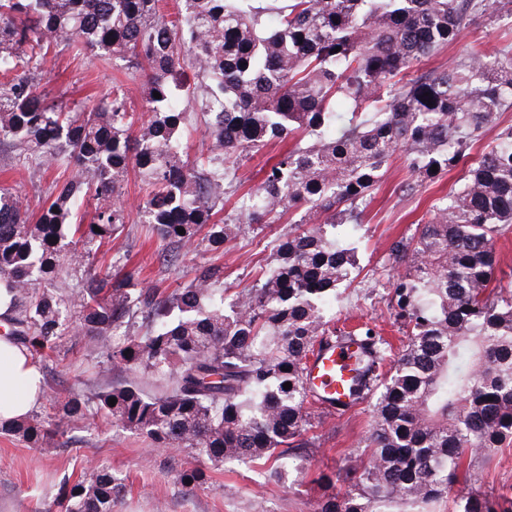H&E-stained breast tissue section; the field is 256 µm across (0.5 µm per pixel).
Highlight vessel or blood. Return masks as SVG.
Instances as JSON below:
<instances>
[{
    "label": "vessel or blood",
    "mask_w": 512,
    "mask_h": 512,
    "mask_svg": "<svg viewBox=\"0 0 512 512\" xmlns=\"http://www.w3.org/2000/svg\"><path fill=\"white\" fill-rule=\"evenodd\" d=\"M356 350V344L351 342L330 346L308 361V383L323 397L328 408L345 410L357 403L348 389L354 368L352 356Z\"/></svg>",
    "instance_id": "vessel-or-blood-1"
}]
</instances>
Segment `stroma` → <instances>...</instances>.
Here are the masks:
<instances>
[{
    "mask_svg": "<svg viewBox=\"0 0 512 512\" xmlns=\"http://www.w3.org/2000/svg\"><path fill=\"white\" fill-rule=\"evenodd\" d=\"M512 43V17L494 22L478 19L459 39L436 56L423 59L418 72L439 70L463 48L476 47L484 53L497 52ZM121 72L112 62L67 51L49 63L42 76L40 92L62 97L70 107L81 108L86 100H100L112 92V82ZM288 142H275L261 152L243 159L238 167L237 184L224 197V213L238 212V200L257 186L266 171L288 150ZM462 170L456 169L435 181L419 183L412 195L401 186L410 181L405 154L395 156L373 190L357 224H340L329 229V237L343 247L354 249L358 266L350 282L338 290L329 304L336 317L349 323L376 325L389 337H397L398 326L389 309L390 284L399 266L391 255L395 240L411 236L416 225L426 218L430 206L461 184ZM54 178L50 172L20 169L0 175V185L13 188L30 212H39ZM287 221L244 230L224 249L212 250L206 244L185 252L180 266L161 268L157 254L163 243L159 237H146L144 225L126 224L110 245L114 260L134 272L144 286L170 291L188 283L194 266L206 263L224 268L225 298L251 286L275 257L277 239L290 231ZM104 360L102 344L93 339L72 343L64 339L49 360L38 361L45 384L62 393L78 390L92 393L105 378L142 382L133 371L99 374ZM373 420V403L364 401L339 414L315 405L304 437L310 443L303 470H293L287 461L232 462L220 467L206 466L205 482L186 491L178 481L180 472L197 467L190 450L151 447L139 432L102 421L95 425L69 429V445L42 453L22 438L0 434V512H45L42 488L61 478L79 477L86 456L111 463L124 478L126 489L112 512H252L253 501H261L265 512H313L315 503L329 493L321 474L337 471L363 449V440ZM471 487L492 495L512 496V447L500 449L490 466H475L469 475Z\"/></svg>",
    "mask_w": 512,
    "mask_h": 512,
    "instance_id": "obj_1",
    "label": "stroma"
}]
</instances>
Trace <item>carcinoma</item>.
Instances as JSON below:
<instances>
[{
  "mask_svg": "<svg viewBox=\"0 0 512 512\" xmlns=\"http://www.w3.org/2000/svg\"><path fill=\"white\" fill-rule=\"evenodd\" d=\"M175 2L171 14L160 0H0V150L12 167L71 170L37 216L0 188V289L11 299V335L42 358L66 337L94 338L105 369L146 379L90 396L71 391L54 418L1 421L0 432L49 450L65 446L63 425L102 417L213 464L302 461L313 403L307 360L328 338L354 339L351 391L376 396L368 453L321 476L344 490L323 496L314 512H432L465 468L512 444V275L501 274L495 250L512 231V125L467 163L469 144L512 110V44L408 74L477 19L512 17V0ZM64 45L124 62L126 78L143 80L145 111L131 109L120 85L79 112L38 92L35 79ZM189 112L211 138L206 154L181 148ZM286 139L295 147L239 213L215 222L235 165ZM402 151L422 179L467 171L414 235L392 246L404 267L391 303L405 344L386 370L390 345L374 328L344 332L326 316L356 258L324 225L358 223L384 166ZM131 170L147 187L141 218L165 242L159 259L168 268L203 231L219 250L243 224L300 210L306 218L279 240L276 263L227 303L219 265L196 267L169 294L136 289L132 274L112 275L93 252L128 223ZM87 199L97 201L91 220L71 223ZM70 266L84 268L87 283L73 320L71 299L48 288ZM136 322L141 334L112 345L113 333ZM122 489L109 466L92 460L77 481L61 479L52 505L112 512ZM453 502V512H512L511 497L479 490Z\"/></svg>",
  "mask_w": 512,
  "mask_h": 512,
  "instance_id": "1",
  "label": "carcinoma"
}]
</instances>
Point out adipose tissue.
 <instances>
[{
    "label": "adipose tissue",
    "mask_w": 512,
    "mask_h": 512,
    "mask_svg": "<svg viewBox=\"0 0 512 512\" xmlns=\"http://www.w3.org/2000/svg\"><path fill=\"white\" fill-rule=\"evenodd\" d=\"M43 398L42 375L30 349L0 336V420L26 418Z\"/></svg>",
    "instance_id": "ef3b65f1"
}]
</instances>
